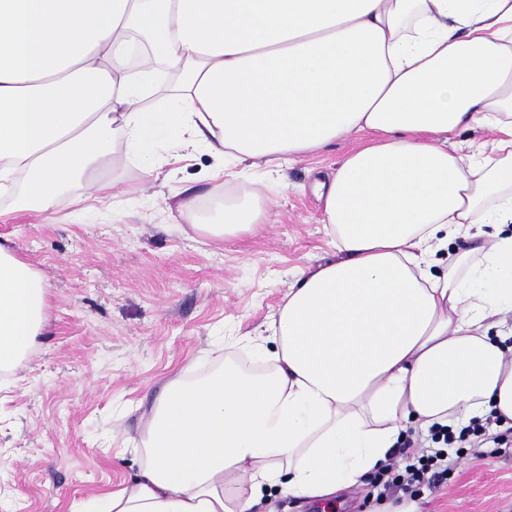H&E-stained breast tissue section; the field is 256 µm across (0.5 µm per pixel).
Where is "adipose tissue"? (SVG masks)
I'll list each match as a JSON object with an SVG mask.
<instances>
[{
	"mask_svg": "<svg viewBox=\"0 0 512 512\" xmlns=\"http://www.w3.org/2000/svg\"><path fill=\"white\" fill-rule=\"evenodd\" d=\"M475 129L491 139L449 146ZM365 134L317 184L339 256L274 314L272 369L169 379L97 512L327 506L408 432L512 427V0H0V196L24 206L162 142L278 168ZM219 215L216 238L266 221L256 197ZM46 292L0 244L1 372L35 347Z\"/></svg>",
	"mask_w": 512,
	"mask_h": 512,
	"instance_id": "adipose-tissue-1",
	"label": "adipose tissue"
}]
</instances>
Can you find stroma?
<instances>
[{
    "label": "stroma",
    "instance_id": "stroma-1",
    "mask_svg": "<svg viewBox=\"0 0 512 512\" xmlns=\"http://www.w3.org/2000/svg\"><path fill=\"white\" fill-rule=\"evenodd\" d=\"M358 144L337 141L289 163L227 162L212 178L206 148L164 164L127 161L100 200L20 210L0 198V244L43 276L46 327L0 373V512H86L137 471L141 417L175 374L200 378L225 359H261L264 330L300 271L333 258L316 180ZM258 193L268 222L220 240L178 213L212 216L225 195ZM421 512H512V447L464 456L419 495Z\"/></svg>",
    "mask_w": 512,
    "mask_h": 512
}]
</instances>
